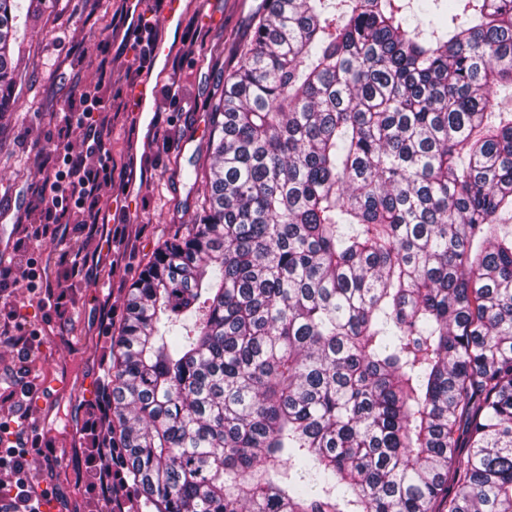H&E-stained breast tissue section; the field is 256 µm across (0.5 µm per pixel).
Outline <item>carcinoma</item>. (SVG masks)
<instances>
[{
  "instance_id": "cac0c4a2",
  "label": "carcinoma",
  "mask_w": 512,
  "mask_h": 512,
  "mask_svg": "<svg viewBox=\"0 0 512 512\" xmlns=\"http://www.w3.org/2000/svg\"><path fill=\"white\" fill-rule=\"evenodd\" d=\"M0 0V121L17 108ZM512 0H266L108 434L147 512H512Z\"/></svg>"
}]
</instances>
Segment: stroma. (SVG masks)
Instances as JSON below:
<instances>
[{
    "mask_svg": "<svg viewBox=\"0 0 512 512\" xmlns=\"http://www.w3.org/2000/svg\"><path fill=\"white\" fill-rule=\"evenodd\" d=\"M18 78L13 95L20 103L0 132V237L23 246L24 257L60 280L64 300L28 298L27 288L0 295V310L17 311L34 330L33 392L26 408L0 397V423L27 412L29 445L56 451V493L43 512H102V499L88 475L89 412L100 398L110 366L112 339L124 315L131 284L163 242L191 223L202 184L193 169L202 163L209 134L211 99L217 98L239 63L265 12V0H193L171 35L177 48L160 62L152 103L157 117L153 146L143 163L146 176L133 180L129 157L142 139L130 113L115 118L105 132L115 172L103 189L105 200L135 184L134 216L107 209L96 235L82 238L88 271L68 279L56 263L68 240L23 241L22 218L41 188L43 149L56 133L61 106L98 80L102 33L111 27L120 0H19ZM179 87L169 95V83Z\"/></svg>",
    "mask_w": 512,
    "mask_h": 512,
    "instance_id": "stroma-1",
    "label": "stroma"
}]
</instances>
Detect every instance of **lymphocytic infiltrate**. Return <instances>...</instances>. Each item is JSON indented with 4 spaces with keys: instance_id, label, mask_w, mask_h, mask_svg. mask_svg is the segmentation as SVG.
I'll list each match as a JSON object with an SVG mask.
<instances>
[{
    "instance_id": "1",
    "label": "lymphocytic infiltrate",
    "mask_w": 512,
    "mask_h": 512,
    "mask_svg": "<svg viewBox=\"0 0 512 512\" xmlns=\"http://www.w3.org/2000/svg\"><path fill=\"white\" fill-rule=\"evenodd\" d=\"M111 85V68L101 66L95 88L60 113L56 136L45 149L38 204L24 218L27 237H65L71 225L90 231L99 224L104 209L101 191L112 180V152L104 138L112 115L103 107L99 91ZM76 130L83 145L78 152L68 145ZM26 436L27 428L21 424L0 428V468L12 476L0 485V512H42L50 496L46 476L56 468L53 451L42 450V466L33 467Z\"/></svg>"
}]
</instances>
